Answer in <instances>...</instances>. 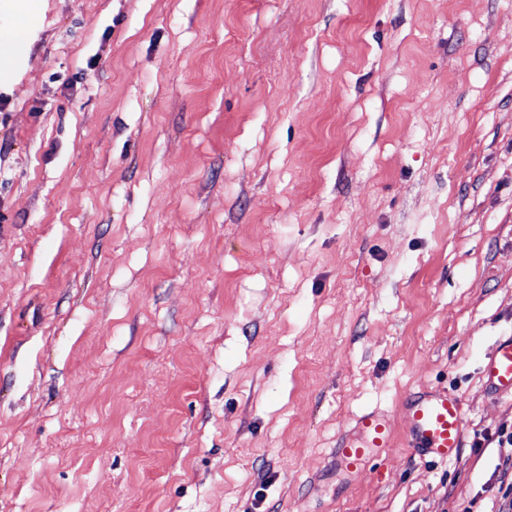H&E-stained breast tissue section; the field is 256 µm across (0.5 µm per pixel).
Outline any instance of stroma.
Returning <instances> with one entry per match:
<instances>
[{
	"instance_id": "obj_1",
	"label": "stroma",
	"mask_w": 512,
	"mask_h": 512,
	"mask_svg": "<svg viewBox=\"0 0 512 512\" xmlns=\"http://www.w3.org/2000/svg\"><path fill=\"white\" fill-rule=\"evenodd\" d=\"M0 82V512H490L512 0H33ZM454 458L332 450L409 392ZM402 404L408 417L406 448L420 457L439 461L457 455L465 433L463 403L457 394H410Z\"/></svg>"
}]
</instances>
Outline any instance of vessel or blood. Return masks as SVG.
Masks as SVG:
<instances>
[{
    "label": "vessel or blood",
    "instance_id": "obj_1",
    "mask_svg": "<svg viewBox=\"0 0 512 512\" xmlns=\"http://www.w3.org/2000/svg\"><path fill=\"white\" fill-rule=\"evenodd\" d=\"M486 388L512 396V336L501 339L486 358L481 371ZM408 417L405 446L420 457L445 461L462 446L465 421L461 398L448 391L416 393L405 397ZM392 445L386 414L371 410L358 416L342 435L333 454L348 467L358 469Z\"/></svg>",
    "mask_w": 512,
    "mask_h": 512
}]
</instances>
